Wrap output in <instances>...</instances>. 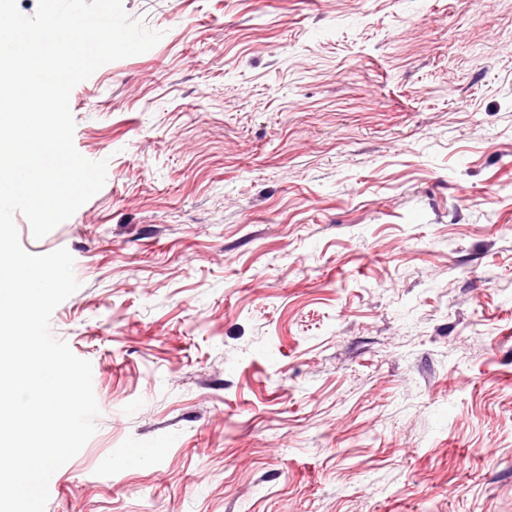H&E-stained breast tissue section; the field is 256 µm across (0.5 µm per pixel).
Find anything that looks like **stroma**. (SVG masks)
Wrapping results in <instances>:
<instances>
[{"mask_svg": "<svg viewBox=\"0 0 512 512\" xmlns=\"http://www.w3.org/2000/svg\"><path fill=\"white\" fill-rule=\"evenodd\" d=\"M70 95L103 188L97 431L45 512H512V0H123Z\"/></svg>", "mask_w": 512, "mask_h": 512, "instance_id": "1", "label": "stroma"}]
</instances>
